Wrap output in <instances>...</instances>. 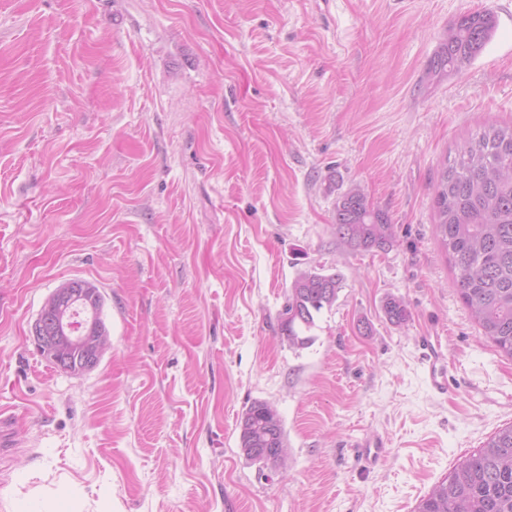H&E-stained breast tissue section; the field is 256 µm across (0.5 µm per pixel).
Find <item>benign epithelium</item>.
Masks as SVG:
<instances>
[{
  "label": "benign epithelium",
  "mask_w": 512,
  "mask_h": 512,
  "mask_svg": "<svg viewBox=\"0 0 512 512\" xmlns=\"http://www.w3.org/2000/svg\"><path fill=\"white\" fill-rule=\"evenodd\" d=\"M102 306L94 286L77 279L56 288L45 301L30 329L35 347L57 358L68 359L67 371L82 373L100 361ZM251 460L273 469L279 459L271 448H252Z\"/></svg>",
  "instance_id": "7a95c632"
}]
</instances>
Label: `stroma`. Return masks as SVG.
Returning a JSON list of instances; mask_svg holds the SVG:
<instances>
[{
    "label": "stroma",
    "mask_w": 512,
    "mask_h": 512,
    "mask_svg": "<svg viewBox=\"0 0 512 512\" xmlns=\"http://www.w3.org/2000/svg\"><path fill=\"white\" fill-rule=\"evenodd\" d=\"M485 9L483 52L430 78L444 30ZM492 120L512 122V0H0V405L20 418L0 512H413L512 424V359L433 230L441 166ZM355 186L388 250L337 241ZM321 267L342 288L292 348L288 290ZM70 279L102 292L111 341L83 374L29 339ZM256 401L286 467L240 450ZM383 309L389 322L395 326H405L410 319V312L402 298L388 297L384 302ZM439 347L425 338L426 374L430 388L440 394L448 392L447 371L442 364ZM244 418L251 422L247 431H245L246 420ZM240 422V433L243 435H240L239 439L240 449L243 448V450L241 449L243 455L245 448H250V452H247L251 456L250 460L262 463L263 466L273 469L279 463V459L274 454L275 452L282 456L281 465L285 463L286 458H288V442L280 414L273 405L264 401L252 403L243 413ZM272 430H277V442L273 445H268L269 448H256L258 447L257 442L262 441L266 437V433ZM241 439L244 441L243 447ZM273 448H275L274 451ZM244 457L246 458L245 455Z\"/></svg>",
    "instance_id": "35a3bbf8"
}]
</instances>
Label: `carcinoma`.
Instances as JSON below:
<instances>
[{
    "label": "carcinoma",
    "instance_id": "obj_1",
    "mask_svg": "<svg viewBox=\"0 0 512 512\" xmlns=\"http://www.w3.org/2000/svg\"><path fill=\"white\" fill-rule=\"evenodd\" d=\"M495 27L494 16L486 10L458 17L430 60L431 72L457 73L470 66ZM434 204L435 232L457 271L463 301L483 335L512 357V125L490 123L463 140L439 175ZM333 229L351 251H385L394 244L387 213L372 207L357 187L337 200ZM341 288V275L323 268L295 277L286 307L296 310L297 317L281 326L290 346L302 348L311 342L306 332L323 309L333 306ZM383 309L395 326L410 319L399 297H388ZM243 418L250 421L240 436L244 447H258L266 433L275 430L274 452L288 458L283 422L273 405L254 402ZM416 512H512V425L498 430L435 484Z\"/></svg>",
    "mask_w": 512,
    "mask_h": 512
}]
</instances>
